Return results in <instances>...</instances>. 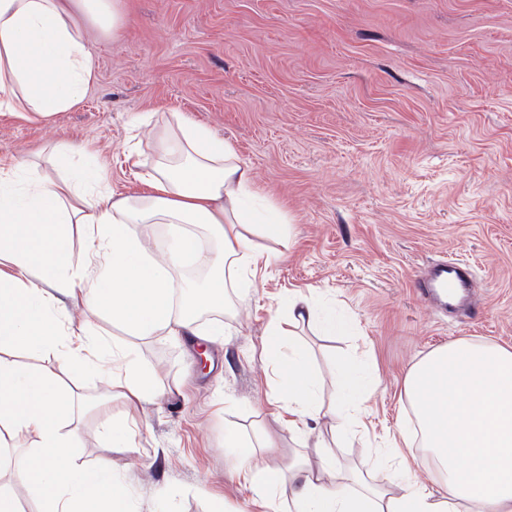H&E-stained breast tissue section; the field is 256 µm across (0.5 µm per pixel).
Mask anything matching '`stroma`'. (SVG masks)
<instances>
[{
	"instance_id": "1",
	"label": "stroma",
	"mask_w": 512,
	"mask_h": 512,
	"mask_svg": "<svg viewBox=\"0 0 512 512\" xmlns=\"http://www.w3.org/2000/svg\"><path fill=\"white\" fill-rule=\"evenodd\" d=\"M128 23L87 45L95 77L72 108L43 119L0 112V157L65 146L98 157L111 188L141 192L126 163L134 116L178 114L229 141L259 196L287 213L291 236L262 288L233 297L224 334L200 368L183 341L139 338L105 318L109 343L135 349L155 398L130 405L99 385L63 381L87 402L68 421L75 461L112 462L137 512H271L224 449V434L267 427L270 462L300 451L276 421L264 355L266 322L292 290H312L351 323L296 339L322 375L336 353L375 363L364 438L336 444L367 468L400 442L413 362L456 340L512 347V0H124ZM454 258L472 276L473 313L424 304L416 272ZM127 421L130 450L109 447L108 420Z\"/></svg>"
}]
</instances>
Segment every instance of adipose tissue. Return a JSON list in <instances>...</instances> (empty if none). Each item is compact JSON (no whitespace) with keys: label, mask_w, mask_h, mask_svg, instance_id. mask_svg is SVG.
Returning <instances> with one entry per match:
<instances>
[{"label":"adipose tissue","mask_w":512,"mask_h":512,"mask_svg":"<svg viewBox=\"0 0 512 512\" xmlns=\"http://www.w3.org/2000/svg\"><path fill=\"white\" fill-rule=\"evenodd\" d=\"M127 24L123 0H0V110L48 118L72 108L95 77L89 32L118 36ZM155 158L133 161L144 190L107 189L103 167L54 176L37 163L0 167V512H131L129 486L111 463L73 464L77 441L63 429L76 401L55 373L16 360L53 355L61 368L93 376L129 403L155 391L152 374L128 347L106 348L100 331L74 324L69 309L107 316L140 337L199 335L201 316L223 310L228 289L246 297L277 256L260 239L279 241L288 219L269 209L258 220L249 202L255 178L226 141L181 118L145 121ZM163 224V241L141 235ZM85 234L86 262L76 270L73 226ZM285 314L269 318L265 354L272 398L288 414L304 457L279 466L261 454L277 445L262 431L227 432L224 446L255 498L272 503L289 490L288 512H512V348L457 340L417 360L403 391L420 434L424 464L437 491L420 483L394 491L371 475L344 471L329 439L357 431L377 369L339 357L325 409L324 381L292 329L313 325L327 336L345 323L324 312L312 293L295 291ZM331 413L330 437L307 423ZM32 440L29 448L21 440Z\"/></svg>","instance_id":"adipose-tissue-1"}]
</instances>
